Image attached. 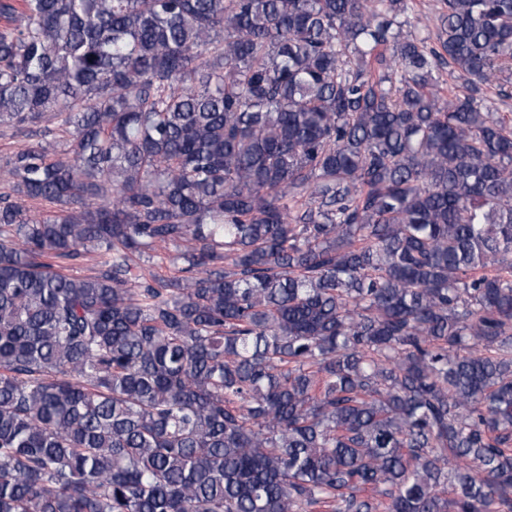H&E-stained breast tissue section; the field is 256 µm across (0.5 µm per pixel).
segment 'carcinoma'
Returning <instances> with one entry per match:
<instances>
[{
	"instance_id": "1",
	"label": "carcinoma",
	"mask_w": 512,
	"mask_h": 512,
	"mask_svg": "<svg viewBox=\"0 0 512 512\" xmlns=\"http://www.w3.org/2000/svg\"><path fill=\"white\" fill-rule=\"evenodd\" d=\"M401 2L0 0V512H512V0ZM442 0H404V11L398 20L401 38L424 41L428 47H438L439 15ZM181 249H183L182 246L174 247L172 245L157 247V249L150 254L153 258L144 256L140 261H138L139 268L137 270L146 275L149 273L156 274L158 276H168L173 274L175 271L172 259ZM81 256L77 259L58 258L54 259L55 268L67 273L77 275H91L100 268V256L98 251L91 247L80 248Z\"/></svg>"
}]
</instances>
